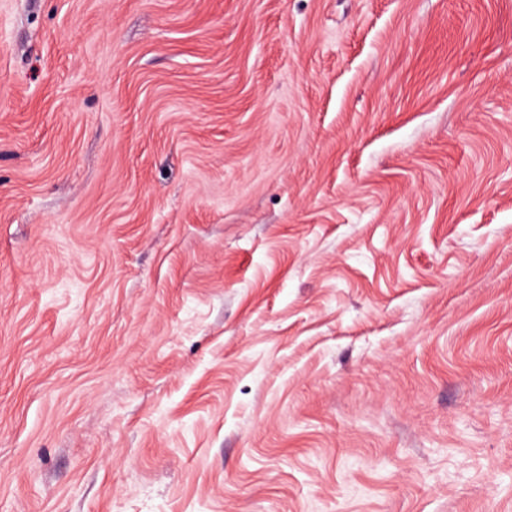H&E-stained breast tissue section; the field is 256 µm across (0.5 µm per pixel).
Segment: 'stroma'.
<instances>
[{
	"mask_svg": "<svg viewBox=\"0 0 512 512\" xmlns=\"http://www.w3.org/2000/svg\"><path fill=\"white\" fill-rule=\"evenodd\" d=\"M0 512H512V0H0Z\"/></svg>",
	"mask_w": 512,
	"mask_h": 512,
	"instance_id": "obj_1",
	"label": "stroma"
}]
</instances>
